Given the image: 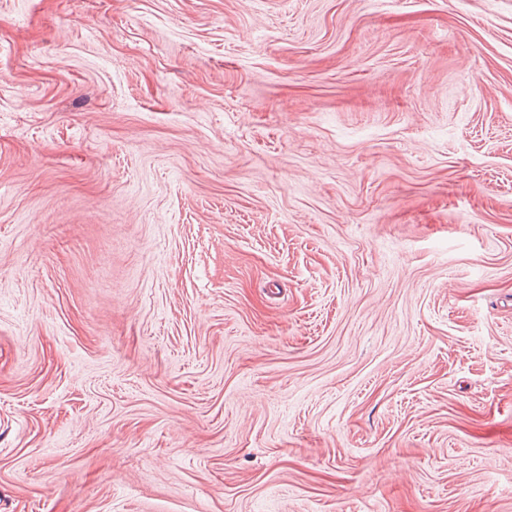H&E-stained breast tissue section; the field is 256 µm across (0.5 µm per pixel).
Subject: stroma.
<instances>
[{
  "label": "stroma",
  "mask_w": 512,
  "mask_h": 512,
  "mask_svg": "<svg viewBox=\"0 0 512 512\" xmlns=\"http://www.w3.org/2000/svg\"><path fill=\"white\" fill-rule=\"evenodd\" d=\"M0 512H512V0H0Z\"/></svg>",
  "instance_id": "obj_1"
}]
</instances>
